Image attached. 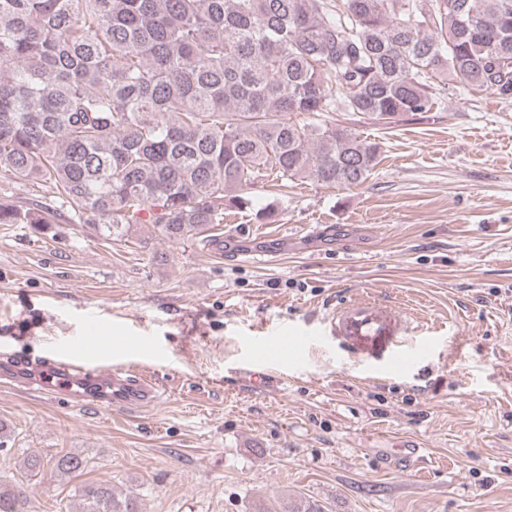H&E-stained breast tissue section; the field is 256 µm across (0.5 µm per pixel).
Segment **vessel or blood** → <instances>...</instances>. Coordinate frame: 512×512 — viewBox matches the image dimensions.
Returning <instances> with one entry per match:
<instances>
[{
  "instance_id": "obj_1",
  "label": "vessel or blood",
  "mask_w": 512,
  "mask_h": 512,
  "mask_svg": "<svg viewBox=\"0 0 512 512\" xmlns=\"http://www.w3.org/2000/svg\"><path fill=\"white\" fill-rule=\"evenodd\" d=\"M324 330L342 349L345 363L382 361L398 365L414 358L413 321L401 310L371 298L346 300L324 319ZM112 345V329L86 337L87 363H76L69 348L60 346L49 355L30 359L8 354L0 357V381L63 395L69 402L96 408H137L159 398L156 384L121 368L93 366L92 358Z\"/></svg>"
}]
</instances>
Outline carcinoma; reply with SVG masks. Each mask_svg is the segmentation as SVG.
<instances>
[{"label":"carcinoma","instance_id":"1","mask_svg":"<svg viewBox=\"0 0 512 512\" xmlns=\"http://www.w3.org/2000/svg\"><path fill=\"white\" fill-rule=\"evenodd\" d=\"M449 81L512 102V0H0V173L105 238L145 212L182 240L261 179L362 184L380 144L323 116L391 124ZM55 218L0 202V224ZM0 512H23L19 486L0 482ZM81 512L137 510L99 484Z\"/></svg>","mask_w":512,"mask_h":512}]
</instances>
